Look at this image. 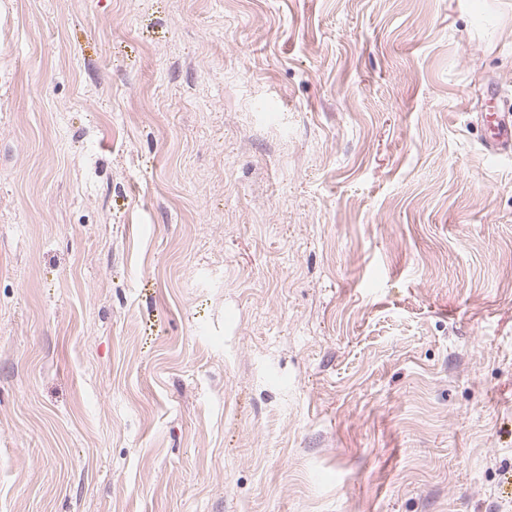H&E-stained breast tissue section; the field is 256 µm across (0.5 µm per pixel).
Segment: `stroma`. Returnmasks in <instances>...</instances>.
<instances>
[{
	"instance_id": "stroma-1",
	"label": "stroma",
	"mask_w": 512,
	"mask_h": 512,
	"mask_svg": "<svg viewBox=\"0 0 512 512\" xmlns=\"http://www.w3.org/2000/svg\"><path fill=\"white\" fill-rule=\"evenodd\" d=\"M512 0H0V512H512ZM495 131L485 140L484 147L495 156L500 152L512 153V115L510 112H499L495 117Z\"/></svg>"
}]
</instances>
